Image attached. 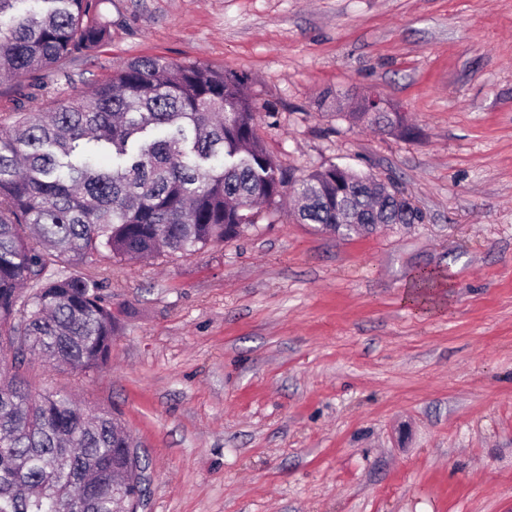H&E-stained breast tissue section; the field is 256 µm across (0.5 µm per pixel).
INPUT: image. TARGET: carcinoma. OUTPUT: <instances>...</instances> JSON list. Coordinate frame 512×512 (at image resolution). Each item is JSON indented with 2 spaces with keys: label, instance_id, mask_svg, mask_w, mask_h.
<instances>
[{
  "label": "carcinoma",
  "instance_id": "carcinoma-1",
  "mask_svg": "<svg viewBox=\"0 0 512 512\" xmlns=\"http://www.w3.org/2000/svg\"><path fill=\"white\" fill-rule=\"evenodd\" d=\"M0 0V75L71 61L109 36L99 0ZM243 76L156 57L128 61L91 96L17 112L0 130V512H139L149 460L114 414L64 394L31 395L29 357L100 369L118 323L95 275L66 261L188 254L274 222L285 189L303 224L349 232L411 225L421 213L394 183L336 165L286 174L256 134L263 111ZM380 129L410 133L386 108ZM111 156L108 168L98 156ZM34 286L24 294L21 286Z\"/></svg>",
  "mask_w": 512,
  "mask_h": 512
}]
</instances>
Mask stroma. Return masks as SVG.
<instances>
[{
	"instance_id": "35a3bbf8",
	"label": "stroma",
	"mask_w": 512,
	"mask_h": 512,
	"mask_svg": "<svg viewBox=\"0 0 512 512\" xmlns=\"http://www.w3.org/2000/svg\"><path fill=\"white\" fill-rule=\"evenodd\" d=\"M104 44L0 82V117L87 96L127 61L242 75L300 177L393 181L422 223L275 222L185 257L100 258L104 368L28 359L35 392L117 416L142 512H512V0H100ZM377 95L409 135L351 122ZM442 283L421 312L403 296Z\"/></svg>"
}]
</instances>
